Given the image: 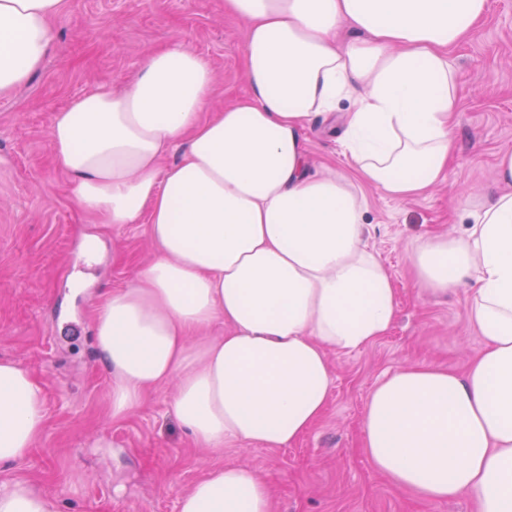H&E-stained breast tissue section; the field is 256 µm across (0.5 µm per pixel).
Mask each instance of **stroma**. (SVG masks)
<instances>
[{
    "instance_id": "stroma-1",
    "label": "stroma",
    "mask_w": 512,
    "mask_h": 512,
    "mask_svg": "<svg viewBox=\"0 0 512 512\" xmlns=\"http://www.w3.org/2000/svg\"><path fill=\"white\" fill-rule=\"evenodd\" d=\"M53 29L41 68L0 94V359L40 381L47 408L43 436L26 460L0 466V481H31L57 512H179L184 492L232 463L267 482L273 512H474L466 496L428 503L393 487L363 454L362 429L367 397L390 373L420 363L460 372L484 348L465 318L467 288L445 297L421 291L410 254L423 236L461 233L471 192L496 189L497 154L512 147V0H489L485 20L450 52L460 108L447 181L406 200L364 187L368 244L397 290V317L374 342L330 352L327 408L287 448L197 445L171 412L170 383L113 419L94 309L105 292L132 282L153 248L146 224L106 228L79 207L50 138L57 112L100 81L122 89L144 55L163 46L189 48L209 63L212 106L243 96V26L225 15L224 0H70ZM353 106L340 101L307 131L313 170L346 171L337 139ZM88 235L101 240L91 257L82 246Z\"/></svg>"
}]
</instances>
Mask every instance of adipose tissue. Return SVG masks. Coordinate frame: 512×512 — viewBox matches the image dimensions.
Here are the masks:
<instances>
[{"instance_id": "adipose-tissue-1", "label": "adipose tissue", "mask_w": 512, "mask_h": 512, "mask_svg": "<svg viewBox=\"0 0 512 512\" xmlns=\"http://www.w3.org/2000/svg\"><path fill=\"white\" fill-rule=\"evenodd\" d=\"M68 0H0V92L42 66ZM488 0H224L245 25L248 92L208 111L214 76L182 46L150 52L121 91L97 84L58 112L55 158L79 205L107 227L146 221L152 260L94 310L112 377L111 414L175 382L172 411L202 446L286 448L322 417L327 353L386 335L397 292L367 244L358 184L408 199L447 180L459 103L448 58ZM343 116L350 175L312 172L304 133ZM179 160L164 164L170 151ZM498 189L462 234L427 235L418 282L466 285L468 323L485 339L463 372L400 368L370 392L363 452L393 485L429 503L472 497L512 512V149ZM222 325L223 335L207 330ZM47 423L41 383L0 361V465L26 459ZM0 512H55L28 482L0 483ZM179 512H271L246 467L211 469Z\"/></svg>"}]
</instances>
